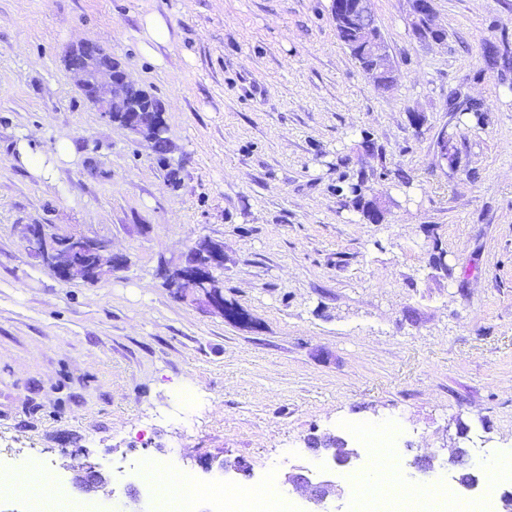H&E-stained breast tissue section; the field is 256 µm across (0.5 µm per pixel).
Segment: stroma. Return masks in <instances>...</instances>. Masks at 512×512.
Wrapping results in <instances>:
<instances>
[{"instance_id": "stroma-1", "label": "stroma", "mask_w": 512, "mask_h": 512, "mask_svg": "<svg viewBox=\"0 0 512 512\" xmlns=\"http://www.w3.org/2000/svg\"><path fill=\"white\" fill-rule=\"evenodd\" d=\"M332 0H0V458L49 464L76 494L88 454L100 498L155 512L148 464L241 495L312 468V436L358 456L337 467L349 512L368 451L346 424L402 420L395 457L430 455L461 497L447 448L512 453V0H372L395 82L378 89L339 40ZM167 43L141 50L140 19ZM97 42L165 108L169 161L103 119L64 65ZM490 108L483 128L465 110ZM422 125H414L412 114ZM370 141H363V131ZM76 148L52 181L13 161L24 133ZM448 137L457 156L443 159ZM181 184L169 186V167ZM408 175L402 185L400 175ZM382 197L364 220L336 183ZM28 224L74 225L125 264L62 282L32 258ZM224 252L230 318L166 288L198 238ZM199 396L196 426L175 413ZM413 9L416 15L417 21L415 22V28L418 32L430 33L435 39L441 38V33L435 30L431 26V4L429 0H414ZM144 28V37L149 43H163L169 39V31L166 24L155 15H146L141 20ZM73 471L75 484L81 490L90 491L107 483L105 472L86 454L76 461Z\"/></svg>"}]
</instances>
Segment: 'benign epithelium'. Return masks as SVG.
I'll return each mask as SVG.
<instances>
[{"mask_svg": "<svg viewBox=\"0 0 512 512\" xmlns=\"http://www.w3.org/2000/svg\"><path fill=\"white\" fill-rule=\"evenodd\" d=\"M334 6L344 23L353 25L360 32L361 51L372 61L368 73L374 75L378 85L388 86V81L380 79V74L392 69L391 55L380 30L373 28L375 15L371 0H334ZM413 9L416 15V30L420 33H429L435 39L441 38V33L431 26L430 0H413ZM65 64L69 70L79 75L80 89H94L91 102L103 118L110 121L113 113L125 112L126 129L140 131L148 126L147 114L128 102V91L134 83L127 80L125 71L117 74L106 66L99 45L84 43L78 46L68 54ZM35 233L44 238L45 244L43 248L32 251V255L64 282L69 278V269L66 265L56 262L55 256L59 251L64 250L73 256L101 255L108 248L104 239L89 236L74 226L49 231L43 225H33L27 228L25 238L28 239ZM222 266V254L219 252L212 254L210 264L206 267L197 266L188 258L178 266V280L173 289L177 290L182 298L199 299L222 313L224 291L219 277L215 274ZM448 465L454 472L459 473L471 468L472 461L468 452L452 448L448 456ZM73 471L75 484L84 491L107 483L105 472L86 454L76 461ZM285 483L295 489L307 488L308 501L312 504L310 512H319V508L328 498L340 492L335 479L324 477L315 482L312 479V472L306 469L289 472L285 477Z\"/></svg>", "mask_w": 512, "mask_h": 512, "instance_id": "7a95c632", "label": "benign epithelium"}]
</instances>
